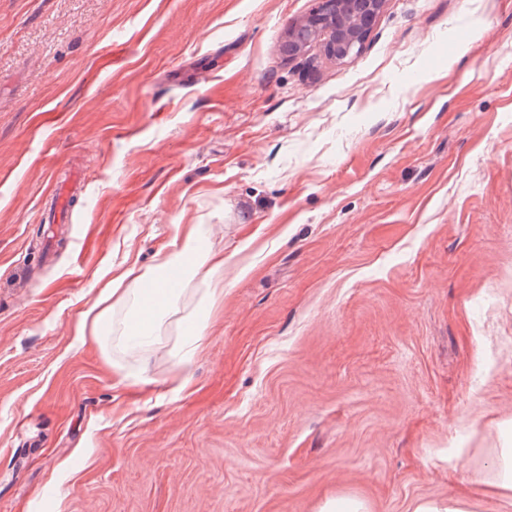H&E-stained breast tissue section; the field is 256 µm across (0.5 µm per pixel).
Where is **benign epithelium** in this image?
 <instances>
[{"instance_id":"benign-epithelium-1","label":"benign epithelium","mask_w":512,"mask_h":512,"mask_svg":"<svg viewBox=\"0 0 512 512\" xmlns=\"http://www.w3.org/2000/svg\"><path fill=\"white\" fill-rule=\"evenodd\" d=\"M385 4L386 0H321L315 13L288 26V56L298 57L319 46L328 58L347 62L362 51L370 23Z\"/></svg>"}]
</instances>
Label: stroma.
Segmentation results:
<instances>
[{"label": "stroma", "mask_w": 512, "mask_h": 512, "mask_svg": "<svg viewBox=\"0 0 512 512\" xmlns=\"http://www.w3.org/2000/svg\"><path fill=\"white\" fill-rule=\"evenodd\" d=\"M318 7L0 0V512H512V0H387L356 57H288ZM189 224L224 295L177 393L202 282L145 354L80 321ZM499 480L496 484L499 493L507 499L512 498V448H505L499 458ZM319 512H372L369 503L362 498H329L321 505ZM473 504L466 499L448 500L419 499L411 507V512H472Z\"/></svg>", "instance_id": "1"}]
</instances>
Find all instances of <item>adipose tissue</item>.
Here are the masks:
<instances>
[{
  "label": "adipose tissue",
  "mask_w": 512,
  "mask_h": 512,
  "mask_svg": "<svg viewBox=\"0 0 512 512\" xmlns=\"http://www.w3.org/2000/svg\"><path fill=\"white\" fill-rule=\"evenodd\" d=\"M178 270L182 281L201 280L206 286L208 302L198 308L188 330L178 360L191 365L202 349L205 324L210 316V300L224 294V257L204 248L200 243L199 227H192L185 235L176 236L170 251L161 253L149 275L126 272L112 279L98 299L99 306L87 310L81 320L82 332L102 339L103 326L113 307L124 310V318L114 336L115 346L129 351H142L152 346L157 331L165 318L178 309V289H162L155 295L143 290L145 280L164 282L170 270Z\"/></svg>",
  "instance_id": "obj_1"
}]
</instances>
